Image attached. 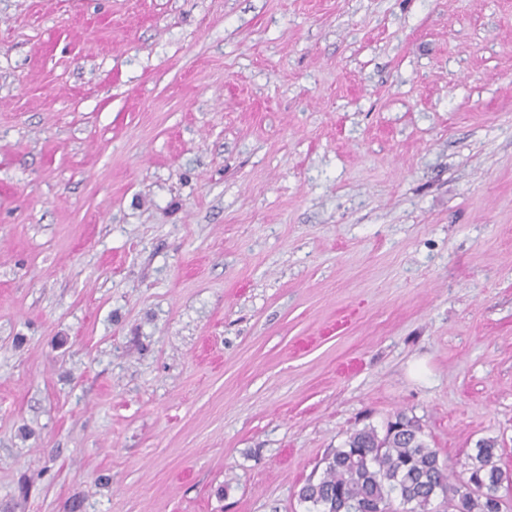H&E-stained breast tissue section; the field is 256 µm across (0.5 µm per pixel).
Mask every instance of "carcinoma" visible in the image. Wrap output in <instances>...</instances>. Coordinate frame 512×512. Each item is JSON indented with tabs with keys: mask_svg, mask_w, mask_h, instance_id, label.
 I'll use <instances>...</instances> for the list:
<instances>
[{
	"mask_svg": "<svg viewBox=\"0 0 512 512\" xmlns=\"http://www.w3.org/2000/svg\"><path fill=\"white\" fill-rule=\"evenodd\" d=\"M495 457V441L484 440L457 476L428 446L418 421L399 412L382 436L370 426L352 432L298 498L312 512H395V497L408 506L404 512H429L437 496L453 512H501L498 492L507 475Z\"/></svg>",
	"mask_w": 512,
	"mask_h": 512,
	"instance_id": "carcinoma-1",
	"label": "carcinoma"
}]
</instances>
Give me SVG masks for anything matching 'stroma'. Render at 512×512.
Instances as JSON below:
<instances>
[{"label": "stroma", "mask_w": 512, "mask_h": 512, "mask_svg": "<svg viewBox=\"0 0 512 512\" xmlns=\"http://www.w3.org/2000/svg\"><path fill=\"white\" fill-rule=\"evenodd\" d=\"M399 412L512 512V0H0V512H307Z\"/></svg>", "instance_id": "obj_1"}]
</instances>
